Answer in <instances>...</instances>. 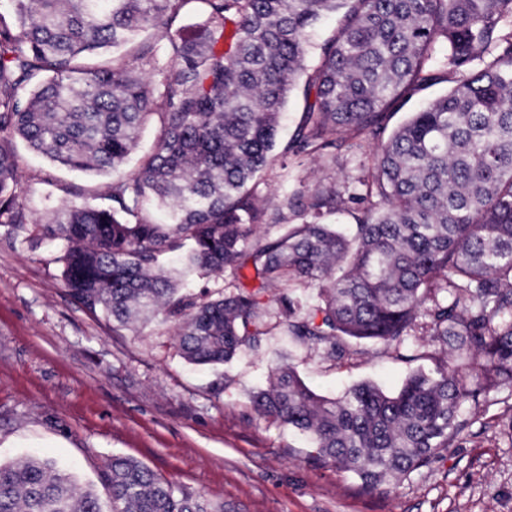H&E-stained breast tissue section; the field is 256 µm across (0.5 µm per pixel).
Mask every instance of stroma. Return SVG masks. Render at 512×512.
Instances as JSON below:
<instances>
[{"instance_id":"35a3bbf8","label":"stroma","mask_w":512,"mask_h":512,"mask_svg":"<svg viewBox=\"0 0 512 512\" xmlns=\"http://www.w3.org/2000/svg\"><path fill=\"white\" fill-rule=\"evenodd\" d=\"M19 155L36 220L0 229L1 462L47 457L98 489L109 459L131 457L212 512H512V385L461 408L472 425L460 444L388 492L366 491L354 474L310 463L307 439L257 415L251 395L280 360L327 397L362 381L396 391L415 362L369 344L338 362L279 334L210 368L181 357L177 321L113 329L69 294L64 246L40 232L49 207L92 199L106 177Z\"/></svg>"}]
</instances>
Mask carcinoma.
Wrapping results in <instances>:
<instances>
[{
	"label": "carcinoma",
	"instance_id": "cac0c4a2",
	"mask_svg": "<svg viewBox=\"0 0 512 512\" xmlns=\"http://www.w3.org/2000/svg\"><path fill=\"white\" fill-rule=\"evenodd\" d=\"M327 14L335 29L310 67L308 33ZM304 72L303 114L280 147V115ZM452 74L447 94L381 139L390 111ZM150 116L156 143L131 170ZM19 141L111 179V204L64 202L45 224L67 242L69 293L119 327L178 319L190 363L220 366L278 332L338 361L361 344L398 354L416 336L448 355L393 394L363 382L333 399L271 365L253 409L307 435L316 466L378 490L456 446L461 405L512 385V0H4L0 227L10 233L32 221ZM370 142L364 197L333 181L277 203L263 191L278 156L319 154L332 167L336 152ZM344 211L350 235L323 222ZM259 225L275 232L257 238ZM174 252L203 278L230 277L224 292L183 291L164 267ZM309 281L325 282L313 304L282 291ZM102 480L112 512H205L133 458H112ZM0 512L103 508L73 472L30 456L0 464Z\"/></svg>",
	"mask_w": 512,
	"mask_h": 512
}]
</instances>
